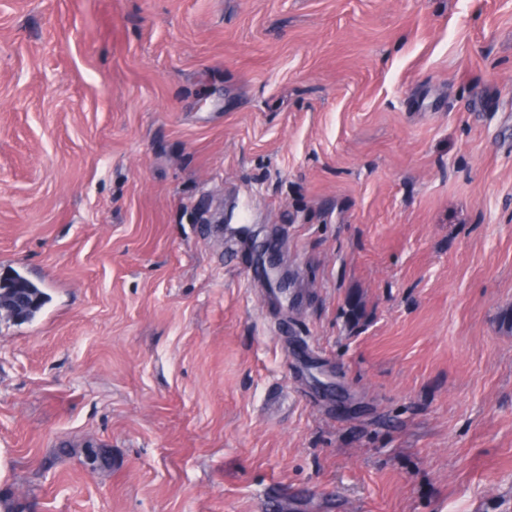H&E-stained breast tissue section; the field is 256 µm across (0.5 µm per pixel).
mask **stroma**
Instances as JSON below:
<instances>
[{
  "instance_id": "obj_1",
  "label": "stroma",
  "mask_w": 512,
  "mask_h": 512,
  "mask_svg": "<svg viewBox=\"0 0 512 512\" xmlns=\"http://www.w3.org/2000/svg\"><path fill=\"white\" fill-rule=\"evenodd\" d=\"M15 271L0 512H512V0H0ZM20 294L26 299V304L19 313L21 321H31L36 318L49 301L47 293L36 282L20 273H14L3 279L0 277V302L13 300Z\"/></svg>"
}]
</instances>
